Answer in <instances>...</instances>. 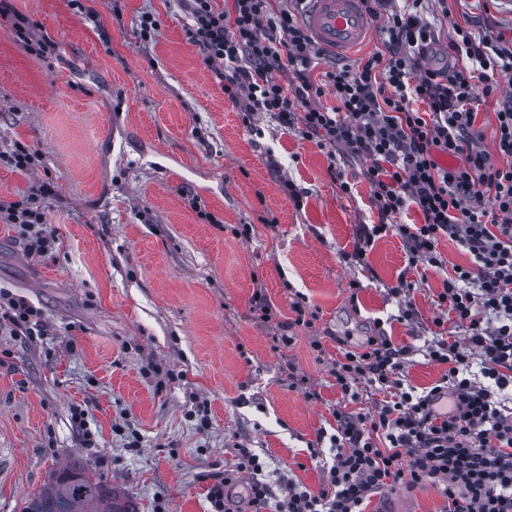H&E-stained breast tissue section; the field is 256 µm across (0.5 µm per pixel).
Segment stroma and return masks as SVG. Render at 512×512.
<instances>
[{"label":"stroma","instance_id":"35a3bbf8","mask_svg":"<svg viewBox=\"0 0 512 512\" xmlns=\"http://www.w3.org/2000/svg\"><path fill=\"white\" fill-rule=\"evenodd\" d=\"M146 14L158 22L148 40ZM422 15L441 66L455 26L512 30L504 0H424ZM188 22L180 0H0V148L40 156L32 173L0 166V201L53 181L45 213L58 239L37 260L0 223V287L38 307L50 330L0 335V512H21L75 459L141 512H209L208 490L242 445L265 458L268 480L285 474L319 491L325 475L309 448L332 409L365 413L382 398L370 389L343 399L331 374L342 351L385 332L410 348L405 380L423 389L446 371L425 358L433 337L464 336L433 319L444 280L470 255L443 237L442 267L417 270L391 230L353 260L360 226L378 221L367 160L334 161L271 117L245 120L190 44ZM39 38L52 45L41 55L30 49ZM509 95L502 76L474 103L480 149H494ZM242 224L250 237L236 235ZM402 280L414 286L409 322L390 293ZM259 289L274 322L252 314ZM297 303L318 318L273 351ZM296 377L315 399L292 388ZM198 401L210 418L203 432L190 415ZM77 407L94 447L72 421Z\"/></svg>","mask_w":512,"mask_h":512}]
</instances>
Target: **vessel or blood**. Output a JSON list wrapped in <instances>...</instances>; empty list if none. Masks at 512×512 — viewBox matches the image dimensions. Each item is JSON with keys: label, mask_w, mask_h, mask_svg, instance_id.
<instances>
[{"label": "vessel or blood", "mask_w": 512, "mask_h": 512, "mask_svg": "<svg viewBox=\"0 0 512 512\" xmlns=\"http://www.w3.org/2000/svg\"><path fill=\"white\" fill-rule=\"evenodd\" d=\"M305 24L316 45L335 56H346L363 46L373 21L360 0H304Z\"/></svg>", "instance_id": "vessel-or-blood-1"}]
</instances>
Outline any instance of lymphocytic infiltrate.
<instances>
[{"label": "lymphocytic infiltrate", "instance_id": "1", "mask_svg": "<svg viewBox=\"0 0 512 512\" xmlns=\"http://www.w3.org/2000/svg\"><path fill=\"white\" fill-rule=\"evenodd\" d=\"M184 2L190 43L246 116L269 114L321 147L369 159L365 176L379 222L364 231L355 257L390 228L404 240L412 266H440L444 236L472 257L471 266L454 267L437 297L467 335L429 345V362L446 368L434 386L421 392L405 386L407 347L371 337L362 350L345 352L332 374L343 397L356 398L366 384L393 390L394 398L368 414L334 410L337 428L321 489L286 481L272 490L264 461L242 448L235 468L208 491L211 512H231L226 490L241 480L249 505L270 512H365L389 488L437 482L448 512H512V413L500 400L512 388V96L496 113L494 152L478 149L473 112L479 96L492 93L494 76L512 73V37L456 27L447 50L453 65L433 68L423 56L434 31L420 12L422 0L401 7L396 0H362L371 17L386 19L381 50L357 66H333L318 85L310 71L324 51L292 13L274 11L272 0H233L228 11L216 0ZM327 89L335 108L319 102ZM418 100L423 109H415ZM441 154L458 158V165L441 166ZM54 193L45 181L22 201L0 203V222L17 228L29 256H45L55 244L44 212ZM409 206L422 223L395 224ZM488 313L497 326L484 325ZM45 333L40 310L1 288L0 335ZM476 358L478 380L468 373ZM443 395L450 400L444 415L434 408Z\"/></svg>", "mask_w": 512, "mask_h": 512}]
</instances>
